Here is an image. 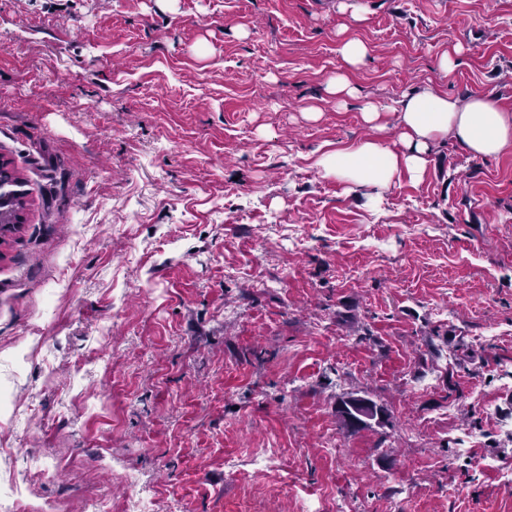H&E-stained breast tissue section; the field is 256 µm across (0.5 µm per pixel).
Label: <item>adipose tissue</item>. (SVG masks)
<instances>
[{
	"label": "adipose tissue",
	"mask_w": 512,
	"mask_h": 512,
	"mask_svg": "<svg viewBox=\"0 0 512 512\" xmlns=\"http://www.w3.org/2000/svg\"><path fill=\"white\" fill-rule=\"evenodd\" d=\"M397 141L386 145L375 137L323 152L316 165L327 177L382 194L402 175L418 179L433 146L453 139L475 158L512 152V109L486 95L460 99L428 87L399 102Z\"/></svg>",
	"instance_id": "1"
}]
</instances>
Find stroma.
<instances>
[{
	"label": "stroma",
	"mask_w": 512,
	"mask_h": 512,
	"mask_svg": "<svg viewBox=\"0 0 512 512\" xmlns=\"http://www.w3.org/2000/svg\"><path fill=\"white\" fill-rule=\"evenodd\" d=\"M339 2L0 0L21 504L133 512L128 475L150 512H512V152L445 139L378 198L315 165L373 134L369 103L394 144L427 86L512 109V0ZM359 390L390 418L348 433ZM339 51L343 60L352 67L364 64L369 55L368 46L363 41L355 38L344 40ZM7 163L0 164V230L10 224H16L17 213L23 208L21 194L9 187L17 186L18 178L14 177L7 168ZM359 399L367 400L371 404V407L373 410L372 417L375 418L376 415L378 416V419L377 420L375 419V422L378 425H382L383 423L386 422L388 414H387V409L384 406L378 405L375 401H373L372 399L367 397V395H363V396L362 395H356V396L350 395L347 398L340 400L336 404V415L340 418L342 424L345 427L355 431L358 429H363V428L371 426L370 422L362 423L361 426L356 427V428L352 426L353 416H352L351 412L349 411L348 406L353 401H356ZM374 412H375V415H374Z\"/></svg>",
	"instance_id": "obj_1"
}]
</instances>
